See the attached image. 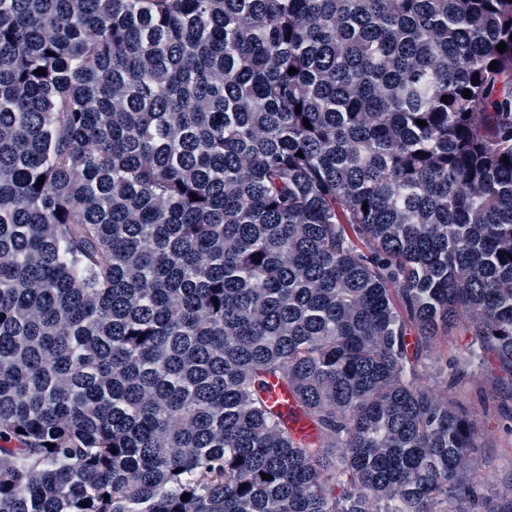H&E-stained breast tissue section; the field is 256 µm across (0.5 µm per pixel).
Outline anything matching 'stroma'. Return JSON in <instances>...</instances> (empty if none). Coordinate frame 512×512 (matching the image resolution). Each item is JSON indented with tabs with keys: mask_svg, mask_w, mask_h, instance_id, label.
<instances>
[{
	"mask_svg": "<svg viewBox=\"0 0 512 512\" xmlns=\"http://www.w3.org/2000/svg\"><path fill=\"white\" fill-rule=\"evenodd\" d=\"M472 336L454 328L424 352L421 365L427 366L426 384H433V366L462 361L464 377L448 392V402L456 410L480 422L477 446L471 456L468 478L478 485V500L469 502V512H491L494 504L512 498V381L502 379L494 361L470 359Z\"/></svg>",
	"mask_w": 512,
	"mask_h": 512,
	"instance_id": "obj_1",
	"label": "stroma"
}]
</instances>
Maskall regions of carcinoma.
<instances>
[{
	"label": "carcinoma",
	"instance_id": "carcinoma-1",
	"mask_svg": "<svg viewBox=\"0 0 512 512\" xmlns=\"http://www.w3.org/2000/svg\"><path fill=\"white\" fill-rule=\"evenodd\" d=\"M456 327L512 378V0H0V512H467Z\"/></svg>",
	"mask_w": 512,
	"mask_h": 512
}]
</instances>
